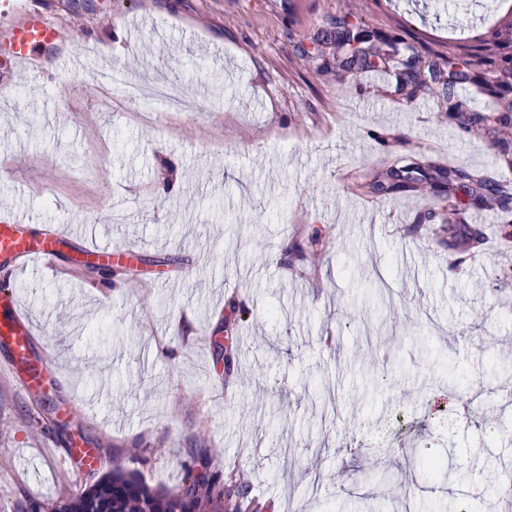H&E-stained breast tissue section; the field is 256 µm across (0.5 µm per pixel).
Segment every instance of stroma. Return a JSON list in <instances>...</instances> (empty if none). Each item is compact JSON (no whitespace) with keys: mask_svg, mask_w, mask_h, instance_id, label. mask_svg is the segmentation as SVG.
Wrapping results in <instances>:
<instances>
[{"mask_svg":"<svg viewBox=\"0 0 512 512\" xmlns=\"http://www.w3.org/2000/svg\"><path fill=\"white\" fill-rule=\"evenodd\" d=\"M34 3L59 37L20 69L0 49V207L136 254L65 279L0 266L52 363L37 393L0 373V512L116 463L177 489L191 448L235 467L262 512H469L475 485L483 512H512L495 491L512 475V222L483 211L482 243L452 246L438 228L458 197L370 188L410 156L512 179L494 138L446 115L448 95L474 112L494 96L441 63L511 21L512 0ZM340 17L399 36L438 80L412 97L394 73L366 81L332 37ZM140 76L196 112L124 100ZM311 237L315 261L283 253ZM388 404L402 430L380 446ZM76 434L96 471L60 470ZM453 454L462 483L425 472Z\"/></svg>","mask_w":512,"mask_h":512,"instance_id":"stroma-1","label":"stroma"}]
</instances>
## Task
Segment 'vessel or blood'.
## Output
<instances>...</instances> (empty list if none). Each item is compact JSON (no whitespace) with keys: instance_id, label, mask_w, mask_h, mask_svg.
Masks as SVG:
<instances>
[{"instance_id":"1","label":"vessel or blood","mask_w":512,"mask_h":512,"mask_svg":"<svg viewBox=\"0 0 512 512\" xmlns=\"http://www.w3.org/2000/svg\"><path fill=\"white\" fill-rule=\"evenodd\" d=\"M57 38L56 29L27 0H19L13 13L0 16V46L8 47L14 65L35 61L40 50ZM23 216L11 210L0 211V264L40 263L52 275H59L56 259L63 248L81 241L84 257L104 263L129 255L126 247L102 245L91 240L89 225L60 227L42 237L23 232ZM35 334L29 317L22 311L16 295L0 291V369L21 377L23 391L39 390L47 371V359L33 358L31 342Z\"/></svg>"}]
</instances>
